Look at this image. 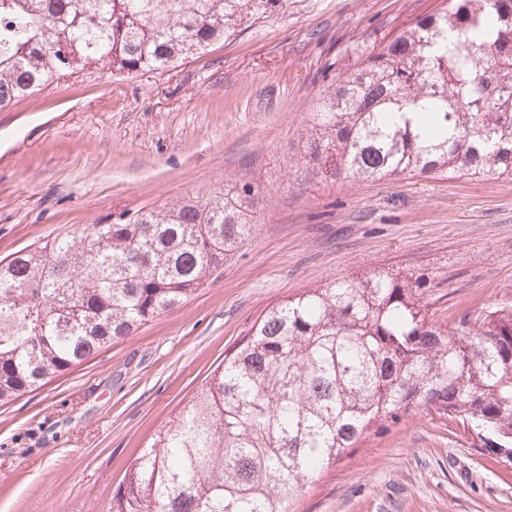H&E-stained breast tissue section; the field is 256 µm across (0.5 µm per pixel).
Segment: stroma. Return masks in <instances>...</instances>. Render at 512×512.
Returning <instances> with one entry per match:
<instances>
[{
	"mask_svg": "<svg viewBox=\"0 0 512 512\" xmlns=\"http://www.w3.org/2000/svg\"><path fill=\"white\" fill-rule=\"evenodd\" d=\"M439 0H288L167 72L73 74L0 108V258L250 184L252 234L179 307L0 406V512H106L156 433L272 307L372 270L429 276L450 323L512 305V180H323L300 159L327 85ZM424 410L367 434L300 512H512V460Z\"/></svg>",
	"mask_w": 512,
	"mask_h": 512,
	"instance_id": "stroma-1",
	"label": "stroma"
}]
</instances>
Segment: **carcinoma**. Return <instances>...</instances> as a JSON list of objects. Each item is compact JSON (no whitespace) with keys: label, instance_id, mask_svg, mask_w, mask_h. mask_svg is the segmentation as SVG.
Here are the masks:
<instances>
[{"label":"carcinoma","instance_id":"cac0c4a2","mask_svg":"<svg viewBox=\"0 0 512 512\" xmlns=\"http://www.w3.org/2000/svg\"><path fill=\"white\" fill-rule=\"evenodd\" d=\"M286 0H0V107L60 79L164 72ZM456 34L448 41V33ZM325 180L512 179V0H441L327 87ZM248 183L0 260V403L184 303L246 240ZM384 268L269 310L126 470L107 512H297L319 471L417 409L512 456V306L448 326Z\"/></svg>","mask_w":512,"mask_h":512}]
</instances>
